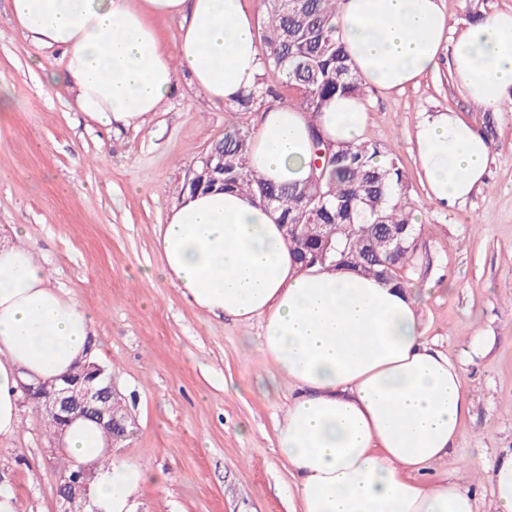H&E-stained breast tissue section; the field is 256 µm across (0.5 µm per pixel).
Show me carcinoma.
Wrapping results in <instances>:
<instances>
[{
  "instance_id": "1",
  "label": "carcinoma",
  "mask_w": 512,
  "mask_h": 512,
  "mask_svg": "<svg viewBox=\"0 0 512 512\" xmlns=\"http://www.w3.org/2000/svg\"><path fill=\"white\" fill-rule=\"evenodd\" d=\"M340 0H264L261 37L266 45L264 73L228 111L266 112L286 104L310 118L313 154L305 180L276 184L251 165L254 129L243 123L224 128V190L279 214L288 225L294 259L305 265H329L401 288L415 287L421 225L399 159L385 146L363 141L333 143L317 123L334 95L362 99V81L332 19ZM403 232L405 246L389 245L390 230Z\"/></svg>"
}]
</instances>
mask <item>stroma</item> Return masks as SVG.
Instances as JSON below:
<instances>
[{
  "mask_svg": "<svg viewBox=\"0 0 512 512\" xmlns=\"http://www.w3.org/2000/svg\"><path fill=\"white\" fill-rule=\"evenodd\" d=\"M0 0V226L23 225L53 283L96 316L97 360L112 372L135 433L117 458L166 475L146 486L137 512H294L277 428L293 393L272 385L260 321L243 325L194 308L159 275L156 234L179 203L199 158L234 119L188 76L141 129L112 132L89 120L62 88L46 83ZM364 138L401 160L422 226L415 281L424 342L464 372L470 410L449 474L492 512L487 472L512 450V103L469 101L451 54L403 91L368 88ZM454 112L490 142L487 183L464 203L427 196L415 126ZM154 269L143 277L144 269ZM0 437V484L18 512H58L68 459L29 405Z\"/></svg>",
  "mask_w": 512,
  "mask_h": 512,
  "instance_id": "obj_1",
  "label": "stroma"
}]
</instances>
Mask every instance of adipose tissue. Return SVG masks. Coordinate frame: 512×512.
Returning <instances> with one entry per match:
<instances>
[{"mask_svg": "<svg viewBox=\"0 0 512 512\" xmlns=\"http://www.w3.org/2000/svg\"><path fill=\"white\" fill-rule=\"evenodd\" d=\"M36 65L76 108L115 129L142 128L188 74L224 105L261 71L255 19L243 0H11ZM181 21L165 47L148 17ZM367 84L394 92L434 70L451 49L455 81L485 106L512 102V13L452 34L442 0H342L333 20ZM318 122L331 140L359 142L360 99L333 97ZM430 200L464 202L486 183L489 142L452 112L416 126ZM308 120L291 106L264 114L252 165L274 182L308 173ZM161 272L195 308L260 320L262 349L294 395L278 429L295 512H479L469 487L419 474L452 454L469 397L459 367L423 340L408 292L372 277L293 259L277 213L235 191L185 194L156 239ZM23 226L0 231V436L20 426L21 382L52 381L85 356L95 317L52 283ZM73 464H91L96 512H134L141 486L163 475L112 457L102 428L76 419L62 438Z\"/></svg>", "mask_w": 512, "mask_h": 512, "instance_id": "adipose-tissue-1", "label": "adipose tissue"}]
</instances>
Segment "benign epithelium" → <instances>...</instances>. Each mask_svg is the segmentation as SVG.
Masks as SVG:
<instances>
[{
  "label": "benign epithelium",
  "instance_id": "obj_1",
  "mask_svg": "<svg viewBox=\"0 0 512 512\" xmlns=\"http://www.w3.org/2000/svg\"><path fill=\"white\" fill-rule=\"evenodd\" d=\"M208 182H224L222 148H215L202 157V167L194 171L186 186L194 192ZM21 388L25 397H37L44 411L60 420V431H65L76 419L87 417L110 434L112 445L125 440L129 417L112 411V402L120 392L106 367L96 361L79 365V373L63 376L58 384L47 382L36 387L23 384ZM93 473L92 468L79 465L58 487L57 497L63 505L61 512H85L87 485Z\"/></svg>",
  "mask_w": 512,
  "mask_h": 512
}]
</instances>
